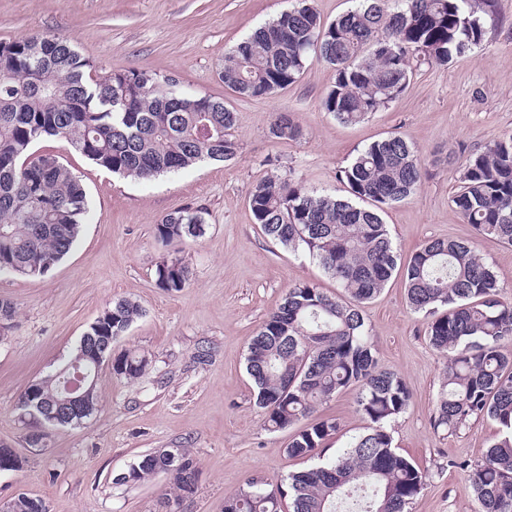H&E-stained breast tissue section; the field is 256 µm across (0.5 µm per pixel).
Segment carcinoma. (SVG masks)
Returning <instances> with one entry per match:
<instances>
[{
    "label": "carcinoma",
    "mask_w": 512,
    "mask_h": 512,
    "mask_svg": "<svg viewBox=\"0 0 512 512\" xmlns=\"http://www.w3.org/2000/svg\"><path fill=\"white\" fill-rule=\"evenodd\" d=\"M363 0L331 23L306 0L257 28L224 56L219 79L245 97H264L297 82L313 53L331 65L335 80L322 100L345 124L362 121L408 87L413 64L445 65L484 39L495 21V0ZM92 62L68 39L32 35L0 41V272L44 276L70 251L88 212L81 179L53 153L30 150L54 138L114 175L149 181L207 161L238 157L235 112L212 96L176 90L172 78L129 70L91 75ZM270 136L301 135L291 115L278 113ZM339 178L349 197L333 198L272 172L255 184L249 206L255 223L288 250L303 248L336 280L345 298L312 283L288 288L262 322L246 357L256 404L270 431L311 417L323 402L352 385L369 431L335 460L293 472L287 488L266 490L252 480L225 501L224 512H340L358 491L356 512H406L423 475L396 451L386 422L402 413L410 391L404 379L378 368L362 304L387 285L398 255L384 224V209L409 197L422 178L414 142L389 135L371 143ZM453 203L475 235L512 245V137L471 156L462 167ZM205 211L186 207L155 227L165 244L205 234ZM409 306L428 319L430 343L448 355L434 424L453 434L471 421H495L500 437L471 467L468 482L480 512H512V303L503 300L491 268L463 239L430 240L404 268ZM158 287L179 292L190 284L189 261L174 256L155 270ZM142 315L118 300L87 335L102 346ZM77 345L55 373L38 381L35 399L59 413V424L88 415L59 406L80 371L91 370ZM148 359L132 352L112 360L113 372L134 382ZM334 419L294 433L286 453L314 455L336 434ZM169 474L178 496L194 492L198 468L187 448H155L118 481L141 484ZM13 512H40L43 501L20 493Z\"/></svg>",
    "instance_id": "1"
}]
</instances>
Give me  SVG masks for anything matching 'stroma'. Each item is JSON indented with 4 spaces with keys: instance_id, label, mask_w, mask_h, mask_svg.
Listing matches in <instances>:
<instances>
[{
    "instance_id": "1",
    "label": "stroma",
    "mask_w": 512,
    "mask_h": 512,
    "mask_svg": "<svg viewBox=\"0 0 512 512\" xmlns=\"http://www.w3.org/2000/svg\"><path fill=\"white\" fill-rule=\"evenodd\" d=\"M295 0H0V40L36 33L68 37L98 72L136 69L176 79L196 95L223 98L237 117L239 154L232 163L201 164L149 182L123 179L56 140L36 153L59 154L80 177L89 209L78 238L47 275L0 274V300L14 315L0 330V445L22 458L0 472V501L25 493L49 512H224L226 498L258 480L284 485L289 473L336 458L368 422L350 388L319 406L340 429L313 456L288 457L290 431H270L246 372L251 339L289 286L304 281L339 294L335 280L305 251L266 238L249 207L252 187L268 172L306 188L347 197L341 168L372 142L391 134L413 141L425 177L416 192L383 214L400 261L431 239H471L494 271L501 296L512 301V246L475 238L452 202L470 155L512 136V0H496L497 25L482 43L448 65H424L398 98L356 124L322 107L334 69L309 56L298 81L263 98L241 96L220 82L224 55L255 28L292 8ZM301 127L294 140L270 137L274 114ZM185 207L206 211V233L179 244L193 277L170 293L156 284L167 250L155 237L162 218ZM143 314L113 343L115 352L146 356L134 382L103 366L100 406L78 426L41 428L19 396L31 382L67 362L89 326L117 300ZM381 370L401 376L411 396L387 424L398 452L424 473L406 512H478L467 468L499 434L483 419L455 435L433 417L448 360L429 342L422 314L406 302L394 273L363 308ZM209 350L199 362L200 350ZM187 448L197 461L193 494L172 507L168 475L116 484L155 448Z\"/></svg>"
}]
</instances>
